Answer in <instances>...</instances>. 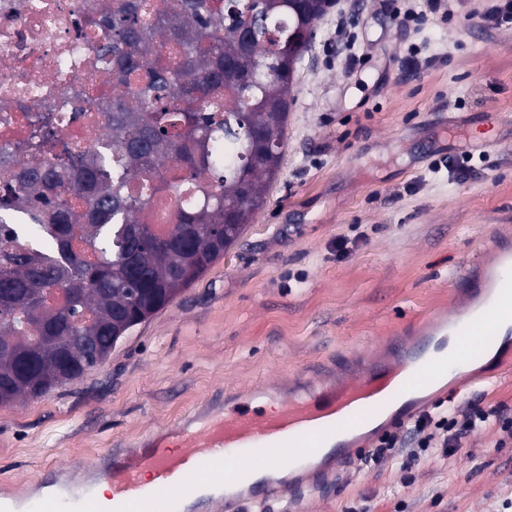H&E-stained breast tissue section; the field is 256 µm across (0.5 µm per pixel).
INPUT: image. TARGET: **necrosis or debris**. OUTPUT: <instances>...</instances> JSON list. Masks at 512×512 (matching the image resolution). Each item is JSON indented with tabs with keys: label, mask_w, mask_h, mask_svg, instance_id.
Returning a JSON list of instances; mask_svg holds the SVG:
<instances>
[{
	"label": "necrosis or debris",
	"mask_w": 512,
	"mask_h": 512,
	"mask_svg": "<svg viewBox=\"0 0 512 512\" xmlns=\"http://www.w3.org/2000/svg\"><path fill=\"white\" fill-rule=\"evenodd\" d=\"M103 0H0V148L24 154L34 114L56 115L54 158L96 149L107 127L100 89L112 77L92 63L97 33L84 21ZM94 111H85L87 101Z\"/></svg>",
	"instance_id": "1"
}]
</instances>
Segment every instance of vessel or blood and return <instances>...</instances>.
I'll return each instance as SVG.
<instances>
[{"label": "vessel or blood", "instance_id": "1", "mask_svg": "<svg viewBox=\"0 0 512 512\" xmlns=\"http://www.w3.org/2000/svg\"><path fill=\"white\" fill-rule=\"evenodd\" d=\"M466 300L451 314L424 322L414 336L391 340L388 356L353 377L349 385H320L283 399L269 414L266 394L232 409L217 406L172 430L154 432L138 446L107 450L81 476L59 467L51 495L32 491L0 512H101L100 481L113 484L117 512H175L184 500L238 484L244 474L273 460L306 474L316 456H357L351 435L376 419L408 422L415 395L449 368L481 360L512 346V249H503L484 277L466 284ZM155 483H146L144 471ZM267 484L228 497L226 512H241L257 498L271 499Z\"/></svg>", "mask_w": 512, "mask_h": 512}]
</instances>
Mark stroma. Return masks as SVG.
Returning <instances> with one entry per match:
<instances>
[{
  "label": "stroma",
  "mask_w": 512,
  "mask_h": 512,
  "mask_svg": "<svg viewBox=\"0 0 512 512\" xmlns=\"http://www.w3.org/2000/svg\"><path fill=\"white\" fill-rule=\"evenodd\" d=\"M491 4L455 0L443 19L411 0L423 19L410 25L393 0H336L296 66L266 207L103 364L0 405V493L26 494L45 470L129 447L224 392L320 380L451 311L468 257L512 233V28L481 23ZM412 53L415 70L402 65ZM464 153L465 175L432 172ZM445 397L512 410V352L450 378ZM499 439L493 425L408 469L347 463L289 506L247 512H500L512 445Z\"/></svg>",
  "instance_id": "stroma-1"
}]
</instances>
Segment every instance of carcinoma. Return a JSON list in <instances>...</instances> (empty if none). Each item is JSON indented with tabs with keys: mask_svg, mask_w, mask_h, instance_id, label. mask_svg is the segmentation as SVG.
<instances>
[{
	"mask_svg": "<svg viewBox=\"0 0 512 512\" xmlns=\"http://www.w3.org/2000/svg\"><path fill=\"white\" fill-rule=\"evenodd\" d=\"M335 0H105L107 140L0 150V405L103 363L240 238L280 172L296 64ZM186 194L166 232L139 215Z\"/></svg>",
	"mask_w": 512,
	"mask_h": 512,
	"instance_id": "1",
	"label": "carcinoma"
}]
</instances>
